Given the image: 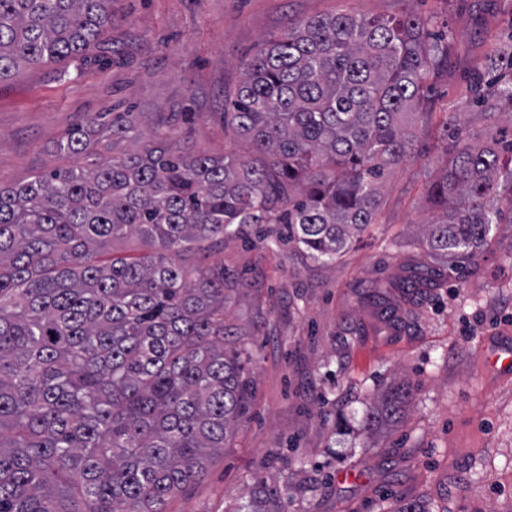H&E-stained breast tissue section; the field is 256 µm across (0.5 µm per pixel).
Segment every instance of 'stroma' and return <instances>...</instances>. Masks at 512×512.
Wrapping results in <instances>:
<instances>
[{
  "label": "stroma",
  "instance_id": "obj_1",
  "mask_svg": "<svg viewBox=\"0 0 512 512\" xmlns=\"http://www.w3.org/2000/svg\"><path fill=\"white\" fill-rule=\"evenodd\" d=\"M350 12L433 16L451 48L414 154L385 177L377 222L336 261L280 243V227H245L194 265L223 262L243 282L226 309L253 379L245 414L205 476L166 512H224L255 478L282 489L284 512H512V379L491 375L482 343L512 336V224L475 260L447 265L418 241L438 212L426 185L443 153L425 126L458 116L470 143L512 138L477 117L469 79L512 43V0H112L92 62L0 83V186L74 165L57 144L100 112L132 111L135 130L170 125L187 154L244 153L224 128V95L242 60L289 21ZM430 278L419 294L406 281ZM410 380L401 419L367 425L371 398Z\"/></svg>",
  "mask_w": 512,
  "mask_h": 512
}]
</instances>
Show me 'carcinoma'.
Wrapping results in <instances>:
<instances>
[{
    "label": "carcinoma",
    "mask_w": 512,
    "mask_h": 512,
    "mask_svg": "<svg viewBox=\"0 0 512 512\" xmlns=\"http://www.w3.org/2000/svg\"><path fill=\"white\" fill-rule=\"evenodd\" d=\"M427 17L325 14L269 36L242 63L224 125L248 155L185 154L164 129L137 149L0 187V512H166L202 478L244 414L247 363L225 344L224 264L189 270L247 224L335 260L375 223L385 172L411 156L405 118L433 109L448 44ZM112 0H0V83L24 67L88 60ZM470 80L488 118L512 124V50ZM112 136L133 128L118 112ZM421 242L453 263L512 224V142L474 145L449 121ZM93 124L57 150L96 154ZM130 235L139 253L117 255ZM409 383L366 422L395 419ZM254 481L234 512H283Z\"/></svg>",
    "instance_id": "cac0c4a2"
}]
</instances>
